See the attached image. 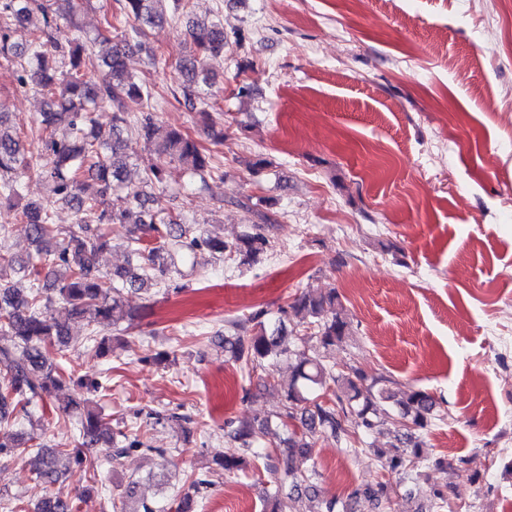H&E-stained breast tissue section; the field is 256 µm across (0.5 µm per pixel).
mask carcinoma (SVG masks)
I'll return each instance as SVG.
<instances>
[{
  "mask_svg": "<svg viewBox=\"0 0 512 512\" xmlns=\"http://www.w3.org/2000/svg\"><path fill=\"white\" fill-rule=\"evenodd\" d=\"M124 26L106 20L96 37H75L62 47L52 41V30L59 14L54 0H0V55L17 60L14 80L23 90L33 89L44 102L36 121L48 133L37 155L28 151L20 132L0 112V207L15 212L25 224L33 253L15 258L0 252V335L10 342L0 344V426L29 425L11 438H0V461L12 459L19 449H36L35 481L54 485L64 471L60 460L98 471V462L88 456V448L104 442L112 448L111 457L133 453L162 457L165 448H153L145 439L144 425L112 428L105 421L102 408L93 405L90 395L101 392L97 378H74L52 359L54 352L76 347L70 321L86 325L85 341L96 344L100 357L112 355V337L99 336L96 329L114 328L132 320L125 292L141 291L149 281L165 285L181 275L174 254L206 249L222 258L234 257L241 266L258 263L271 248L268 235L272 219L229 242L218 235L196 234L169 208L164 177L165 166L178 164L192 179L202 183L214 171L213 158L181 124L159 134L152 113L138 115L126 111V100L154 99L146 82L127 72L126 47L135 43L150 64L158 58L157 50L145 41L147 31L161 22V6L166 0H122ZM39 12L43 25L33 32L29 44L10 42L14 25L26 24ZM195 50L181 60L176 69L190 76L181 87L186 102L195 105L208 97L211 83L206 60L224 53L227 38L224 26L215 23L199 30L188 27ZM100 112L112 113L109 126L97 119ZM136 136L154 152L158 163L146 175L149 190H137L126 181L131 141ZM32 172L50 187L52 197L23 201L18 172ZM96 181L88 191L85 178ZM72 209L77 225L64 229L53 223L52 206L56 203ZM132 224L137 234L128 242L132 262L111 271L97 266V255L111 247L109 225ZM339 297L331 288L320 295L299 293L271 313L261 307L248 317L232 323L236 335L224 337V353L242 372L262 371L265 383L282 392L283 405L275 420L267 421L273 435L284 432L278 449L258 452L254 425L248 421L224 420V437L230 449L214 459L229 474H236L259 458L275 475L267 490L268 512H284L280 505L283 488L288 498L300 500L313 487L319 473L313 451L319 440L331 439L349 454L369 445V438L384 427L397 433L390 449L372 452L385 474L373 483L361 485L351 496L364 497L381 504L391 499L398 484L418 477L428 466L453 473L466 470L463 456L431 457L424 448V436L435 421L439 402L424 389L396 393L391 380L383 375H369L354 367H338L326 355L340 347L350 334L351 324L339 312ZM299 318L296 328L288 329L290 317ZM288 361L290 379L284 385L275 368ZM55 397V411L73 422L81 439L67 448H57L38 441L35 409L46 397ZM393 412L378 414L385 403ZM155 422L177 423L184 435L191 433L193 419L186 413L142 414ZM137 481L128 480L123 495L112 502V512H162L156 502L145 499L137 506H127L135 497ZM214 494L203 473L186 476L175 512H191L197 499ZM34 512H78V499L44 496Z\"/></svg>",
  "mask_w": 512,
  "mask_h": 512,
  "instance_id": "1",
  "label": "carcinoma"
}]
</instances>
